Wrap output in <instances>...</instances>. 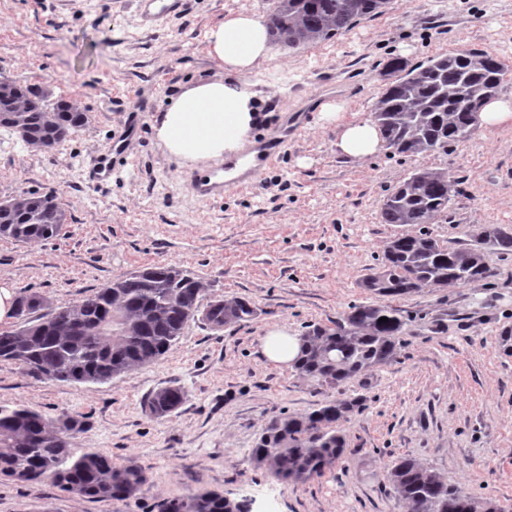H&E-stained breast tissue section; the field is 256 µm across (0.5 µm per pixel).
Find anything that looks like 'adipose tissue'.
Returning a JSON list of instances; mask_svg holds the SVG:
<instances>
[{
  "label": "adipose tissue",
  "instance_id": "1",
  "mask_svg": "<svg viewBox=\"0 0 512 512\" xmlns=\"http://www.w3.org/2000/svg\"><path fill=\"white\" fill-rule=\"evenodd\" d=\"M208 43L218 72L189 83L170 98L154 126L168 155L182 162L223 163L225 156L242 148L261 117L248 77L272 57L265 22L249 11H238L211 27ZM325 117L336 124V146L342 155L364 160L382 148L381 133L370 120L344 122L332 111Z\"/></svg>",
  "mask_w": 512,
  "mask_h": 512
}]
</instances>
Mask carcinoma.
<instances>
[{
  "mask_svg": "<svg viewBox=\"0 0 512 512\" xmlns=\"http://www.w3.org/2000/svg\"><path fill=\"white\" fill-rule=\"evenodd\" d=\"M389 0H275L267 24L272 40L298 49L329 40L356 22L383 13ZM394 77L373 111L388 148L416 155L446 150L471 137L472 108L494 97L506 70L495 56L459 50L410 65L398 58L387 64ZM29 130L45 128L46 112L21 113ZM448 174L423 170L387 196L381 208L385 224H431L448 207ZM33 205L5 216L9 229L0 237L18 243L47 240L61 228L58 196H32ZM484 248L512 251V232L492 227L475 246L452 249L428 233L391 240L381 266L361 283L382 297L424 288L466 284L488 276ZM202 281L176 265H153L110 281L76 304L37 307L42 294L18 296V323L0 328V360L12 361L43 380L108 383L134 367L165 355L197 314L211 328L245 321L254 310L244 299L203 301ZM382 317L386 322H379ZM407 318L388 304L350 307L336 328L314 326L299 340L294 364L300 378L317 386L340 388L365 371L391 362ZM176 386L155 391L148 409L164 417L184 402ZM363 406V398H336L305 415L281 413L269 419L251 449L250 460L280 478L306 480L323 474L346 454L347 440L337 424ZM86 428L83 419L65 415L50 424L24 404L0 405V477L22 483L51 481L61 490L95 500H123L148 484L138 464L117 465L108 454L78 450L72 439ZM387 479L407 512H505L480 500L410 457L391 462ZM157 512H251L247 499L231 500L217 491L158 502Z\"/></svg>",
  "mask_w": 512,
  "mask_h": 512,
  "instance_id": "obj_1",
  "label": "carcinoma"
}]
</instances>
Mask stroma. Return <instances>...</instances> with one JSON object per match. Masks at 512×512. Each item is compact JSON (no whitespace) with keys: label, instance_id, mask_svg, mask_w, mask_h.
I'll return each instance as SVG.
<instances>
[{"label":"stroma","instance_id":"stroma-1","mask_svg":"<svg viewBox=\"0 0 512 512\" xmlns=\"http://www.w3.org/2000/svg\"><path fill=\"white\" fill-rule=\"evenodd\" d=\"M272 0H189L185 13L140 26L139 0H0V78L70 101L85 127L53 152L29 150L0 130V199L28 190L56 194L60 233L19 244L0 238V286L37 292L54 305L81 301L113 279L156 264L202 280L207 296L247 300L251 320L212 329L191 320L158 361L103 384L43 381L0 361V404L22 403L54 421L83 417L76 447L148 471L141 493L95 501L53 483L0 480V512H156L159 500L205 489L249 499L252 512H406L388 481L400 456L416 459L476 498L512 512V251L484 249L486 279L391 299L409 315L395 359L341 391L317 389L293 366L267 361L260 340L335 327L395 237L417 224H385L386 195L413 172H448V208L429 225L451 248L486 226L512 230V129H477L447 151L415 156L384 149L354 162L336 150V127L314 117L254 188L205 199L188 169L170 161L154 118L191 81L213 75L207 32L231 11L266 17ZM459 49L496 55L512 92V0H391L385 12L333 39L274 57L249 77L262 115L260 140L304 112L316 91L371 118L394 58L418 64ZM143 113L126 164L102 186L86 168L130 113ZM179 386L183 404L157 418L146 404ZM362 397L340 427L342 463L306 481L255 467L249 453L274 415L310 412L337 395Z\"/></svg>","mask_w":512,"mask_h":512}]
</instances>
